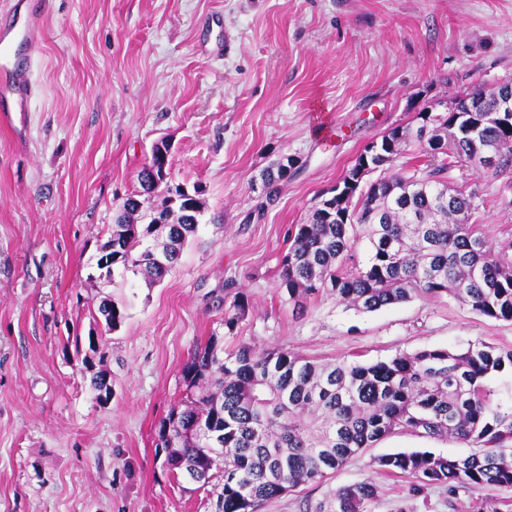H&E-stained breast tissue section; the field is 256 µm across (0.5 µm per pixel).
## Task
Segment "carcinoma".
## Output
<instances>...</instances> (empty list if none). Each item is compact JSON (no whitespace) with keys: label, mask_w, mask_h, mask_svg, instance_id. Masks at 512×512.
Returning a JSON list of instances; mask_svg holds the SVG:
<instances>
[{"label":"carcinoma","mask_w":512,"mask_h":512,"mask_svg":"<svg viewBox=\"0 0 512 512\" xmlns=\"http://www.w3.org/2000/svg\"><path fill=\"white\" fill-rule=\"evenodd\" d=\"M420 126L447 151L429 154L412 174L396 170L370 183L342 182L296 225L282 260L279 287L289 301L328 292L360 311L375 312L417 296L452 294L480 315L512 320V253L493 243L479 224L464 221L476 194L452 189L448 170L477 161L494 172L512 164V121L490 112H423ZM413 136L397 126L364 148L350 173L393 167ZM294 161L262 172L261 213L288 182ZM357 211L361 220L348 224ZM198 223L185 213L179 191L156 212L131 196L119 206L110 239L112 267L97 266L99 278L116 271L160 281L170 270L151 259L143 242L165 230L164 248L180 254ZM371 245L363 267H345L357 233ZM236 294L224 311L233 331L248 309ZM98 312L115 329L121 305L101 300ZM512 376V350L481 344L456 351L424 348L372 364H317L285 348L259 351L243 344L224 355V337L211 334L182 369L185 399L161 420L168 427L166 457L200 468L210 482L223 473L219 512H258L259 506L292 489L323 479L363 448L407 430L430 439L452 438L483 449L465 456L429 450L399 451L379 465L421 485L461 488L512 486V402L494 400L486 380ZM375 488L360 482L336 490L334 512H368Z\"/></svg>","instance_id":"cac0c4a2"}]
</instances>
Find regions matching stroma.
Masks as SVG:
<instances>
[{"instance_id": "obj_1", "label": "stroma", "mask_w": 512, "mask_h": 512, "mask_svg": "<svg viewBox=\"0 0 512 512\" xmlns=\"http://www.w3.org/2000/svg\"><path fill=\"white\" fill-rule=\"evenodd\" d=\"M43 42L24 111L0 117V512H215L206 487L167 470L156 429L185 393L208 336L315 361L372 363L426 347L512 349V320L453 296L360 312L279 287L304 223L364 147L473 87L512 80V0H33ZM167 187L198 190L196 233L158 283L99 280L116 209L141 189L158 140ZM294 174L262 217L261 173ZM476 195L470 221L512 245V168L448 173ZM245 293L233 332L224 306ZM124 308L107 330L102 298ZM102 374L108 400L90 386ZM470 446L402 432L260 512H331L370 481L369 512H512V486H415L380 456Z\"/></svg>"}]
</instances>
